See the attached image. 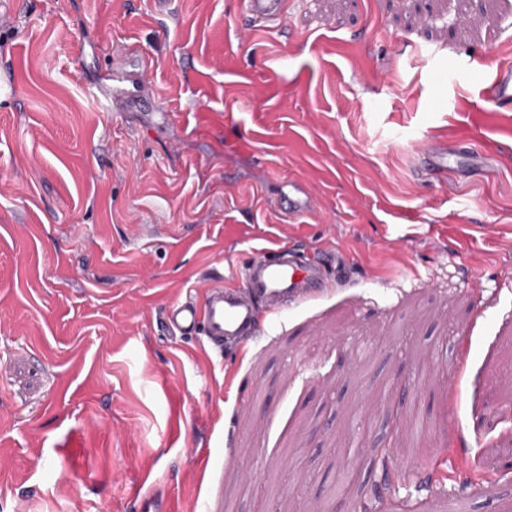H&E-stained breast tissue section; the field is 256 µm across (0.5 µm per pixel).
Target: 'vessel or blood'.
I'll list each match as a JSON object with an SVG mask.
<instances>
[{
	"mask_svg": "<svg viewBox=\"0 0 512 512\" xmlns=\"http://www.w3.org/2000/svg\"><path fill=\"white\" fill-rule=\"evenodd\" d=\"M255 25L282 24L286 0H244ZM112 86L104 110L121 113L129 106L153 108L159 99L145 78L128 79L118 61L105 67ZM491 102L512 103V72L493 74L487 88ZM348 259L328 260L308 256L299 247L262 248L251 251L235 286H208L202 301L186 300L168 308L165 324L182 335L201 334L218 351L237 349L260 331L262 314L277 315L301 302L321 296L330 285L331 271H344Z\"/></svg>",
	"mask_w": 512,
	"mask_h": 512,
	"instance_id": "vessel-or-blood-1",
	"label": "vessel or blood"
}]
</instances>
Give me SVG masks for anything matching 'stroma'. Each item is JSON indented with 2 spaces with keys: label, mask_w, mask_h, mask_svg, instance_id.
Returning a JSON list of instances; mask_svg holds the SVG:
<instances>
[{
  "label": "stroma",
  "mask_w": 512,
  "mask_h": 512,
  "mask_svg": "<svg viewBox=\"0 0 512 512\" xmlns=\"http://www.w3.org/2000/svg\"><path fill=\"white\" fill-rule=\"evenodd\" d=\"M125 44L176 123L88 101ZM0 62V512H512V0H0ZM284 244L351 265L167 330ZM287 3L285 0H245L244 7L255 25L280 26L286 16ZM488 99L498 105L512 103V72L497 71L490 78ZM349 260L308 256L296 246L251 251L236 286L210 285L203 301L192 299L168 308L166 327L180 335L200 333L216 350H235L260 332L262 312L277 315L321 296L330 272L345 270Z\"/></svg>",
  "instance_id": "1"
}]
</instances>
